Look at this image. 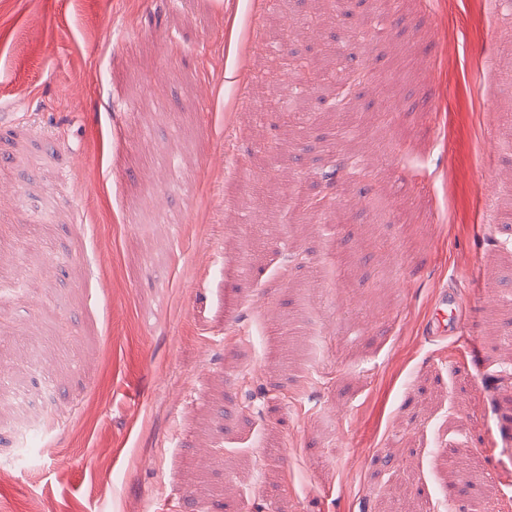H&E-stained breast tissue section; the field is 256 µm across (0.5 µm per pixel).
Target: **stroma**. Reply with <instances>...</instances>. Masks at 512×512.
<instances>
[{
	"label": "stroma",
	"mask_w": 512,
	"mask_h": 512,
	"mask_svg": "<svg viewBox=\"0 0 512 512\" xmlns=\"http://www.w3.org/2000/svg\"><path fill=\"white\" fill-rule=\"evenodd\" d=\"M315 6L0 0V267L28 283L0 375L44 408L22 438L0 412V512H512V239L481 192L512 31L483 0L298 29ZM296 56L370 70L356 110L258 109ZM445 299L467 334L427 336Z\"/></svg>",
	"instance_id": "stroma-1"
}]
</instances>
